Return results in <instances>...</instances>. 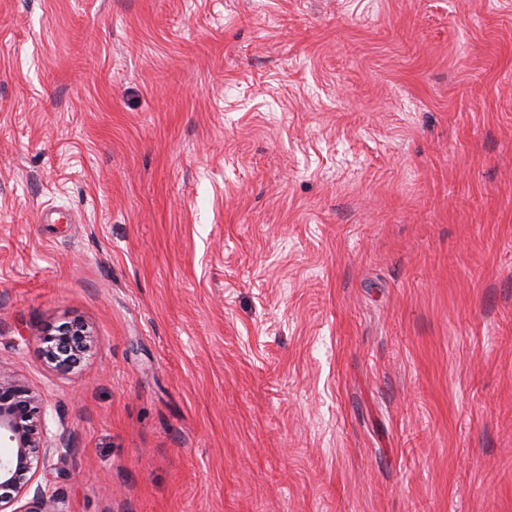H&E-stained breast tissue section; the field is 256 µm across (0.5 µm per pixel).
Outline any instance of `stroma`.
Listing matches in <instances>:
<instances>
[{
    "instance_id": "1",
    "label": "stroma",
    "mask_w": 512,
    "mask_h": 512,
    "mask_svg": "<svg viewBox=\"0 0 512 512\" xmlns=\"http://www.w3.org/2000/svg\"><path fill=\"white\" fill-rule=\"evenodd\" d=\"M0 363L60 512H512V0H0ZM39 341L46 362L60 373L72 371L92 347L90 332L78 321L46 329Z\"/></svg>"
}]
</instances>
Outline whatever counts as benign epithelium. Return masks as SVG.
<instances>
[{
  "instance_id": "benign-epithelium-1",
  "label": "benign epithelium",
  "mask_w": 512,
  "mask_h": 512,
  "mask_svg": "<svg viewBox=\"0 0 512 512\" xmlns=\"http://www.w3.org/2000/svg\"><path fill=\"white\" fill-rule=\"evenodd\" d=\"M43 356L60 373L72 371L92 347L78 321L63 323L39 337ZM69 448L66 432L50 434L43 399L0 363V512H58L49 486L36 482L40 470ZM29 495L25 508L15 504Z\"/></svg>"
}]
</instances>
